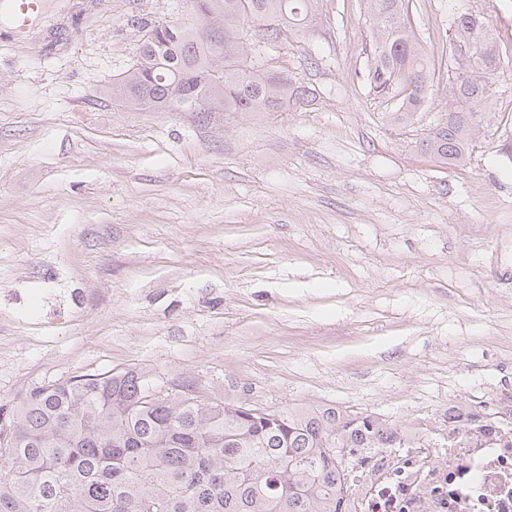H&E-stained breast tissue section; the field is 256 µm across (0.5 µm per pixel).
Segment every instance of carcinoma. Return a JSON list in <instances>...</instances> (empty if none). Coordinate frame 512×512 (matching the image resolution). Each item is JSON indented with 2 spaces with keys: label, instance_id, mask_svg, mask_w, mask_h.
<instances>
[{
  "label": "carcinoma",
  "instance_id": "cac0c4a2",
  "mask_svg": "<svg viewBox=\"0 0 512 512\" xmlns=\"http://www.w3.org/2000/svg\"><path fill=\"white\" fill-rule=\"evenodd\" d=\"M186 21H138V55L106 97L170 111L174 94L190 112H281L306 90L258 62L240 61L248 21L307 26L317 0H189ZM372 40L365 79L402 122L422 109L432 87L420 42L408 26V0H366ZM451 51L463 72L452 83L448 118L418 148L463 163L479 112L500 67L487 18L451 8ZM138 373L84 374L29 390L0 406V512H345L372 448H404L405 433L370 415L334 406L246 418L237 399L193 403L190 385L155 402ZM348 449V460L336 449Z\"/></svg>",
  "mask_w": 512,
  "mask_h": 512
}]
</instances>
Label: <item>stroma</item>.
Returning <instances> with one entry per match:
<instances>
[{"label": "stroma", "mask_w": 512, "mask_h": 512, "mask_svg": "<svg viewBox=\"0 0 512 512\" xmlns=\"http://www.w3.org/2000/svg\"><path fill=\"white\" fill-rule=\"evenodd\" d=\"M0 9V405L81 374L139 373L254 405H333L448 444V406L512 387V0H466L501 55L461 164L416 141L448 112L451 0H410L433 71L404 124L362 73L363 0H318L242 59L310 91L284 112H153L104 99L138 19L185 0ZM41 9V0H11L12 33L26 32L33 19L42 16Z\"/></svg>", "instance_id": "obj_1"}]
</instances>
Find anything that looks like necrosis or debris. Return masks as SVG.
Listing matches in <instances>:
<instances>
[{"label":"necrosis or debris","mask_w":512,"mask_h":512,"mask_svg":"<svg viewBox=\"0 0 512 512\" xmlns=\"http://www.w3.org/2000/svg\"><path fill=\"white\" fill-rule=\"evenodd\" d=\"M350 502V512H512V439L383 457Z\"/></svg>","instance_id":"obj_1"}]
</instances>
